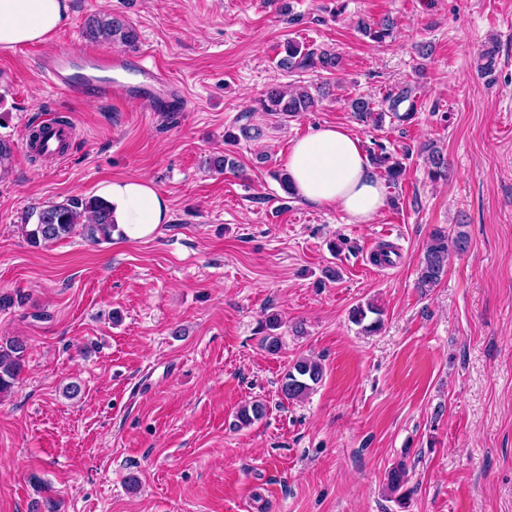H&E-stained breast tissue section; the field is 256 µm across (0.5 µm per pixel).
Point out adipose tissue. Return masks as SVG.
Masks as SVG:
<instances>
[{"mask_svg":"<svg viewBox=\"0 0 512 512\" xmlns=\"http://www.w3.org/2000/svg\"><path fill=\"white\" fill-rule=\"evenodd\" d=\"M70 0H0V48L44 40L69 17ZM295 196L343 212L349 223H373L387 205L384 179L371 165L361 138L347 128L320 125L296 139L284 158ZM99 194L123 237L151 236L169 219V207L143 177L115 179Z\"/></svg>","mask_w":512,"mask_h":512,"instance_id":"ef3b65f1","label":"adipose tissue"}]
</instances>
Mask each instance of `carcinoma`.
Listing matches in <instances>:
<instances>
[{
	"instance_id": "obj_1",
	"label": "carcinoma",
	"mask_w": 512,
	"mask_h": 512,
	"mask_svg": "<svg viewBox=\"0 0 512 512\" xmlns=\"http://www.w3.org/2000/svg\"><path fill=\"white\" fill-rule=\"evenodd\" d=\"M363 34L376 42H383L393 35L394 22L382 19L378 22L359 24ZM87 35L96 41L118 43L133 48L137 42L135 30L117 18L100 19L91 18L86 23ZM286 56L280 59V64L289 69L303 67L308 69H321L333 71L341 64V57L337 53L327 51L317 52L313 49H304L295 43H288L285 47ZM406 109H401L402 105ZM315 107V98L306 89L288 90L280 86H271L258 102V108L251 109L248 114L260 110L268 114H288L297 116L303 112H310ZM350 108L361 121H371L375 125H382L386 116L400 121H408L415 111V101L410 89L406 87L392 89L386 92L380 108H375L373 102L362 97L351 100ZM372 164L381 170L387 180L393 184L398 183L403 172L402 158L380 148L379 152H370ZM115 224L108 204L100 198L88 199L71 198L65 203L46 205L33 210L25 217L21 229L27 241L34 247L47 245L67 237L80 228L87 238L96 240L100 237L108 238L112 235ZM467 241L463 235L455 239L448 238V234L440 229L434 230L426 244L423 258L420 263L417 284L420 288H431L437 285L445 272L448 251L452 248L463 250ZM375 315V319L367 321L368 315ZM381 311L371 303L359 304L352 308L350 317L357 325H364V331L377 330L381 324L379 318ZM280 321L272 315L266 321L267 334L262 337L264 349L276 354L281 350V337L275 333L279 329ZM26 351V344L20 339L0 340V393L11 389L20 373ZM324 371L320 363L307 358L296 360L288 369L280 382V392L288 400H300L307 396L323 379ZM266 415V405L260 401H253L243 406L237 413L238 426H249L261 420ZM387 487L396 494V501L405 506L412 494V490L405 488L407 481L406 464L401 462L387 472Z\"/></svg>"
}]
</instances>
